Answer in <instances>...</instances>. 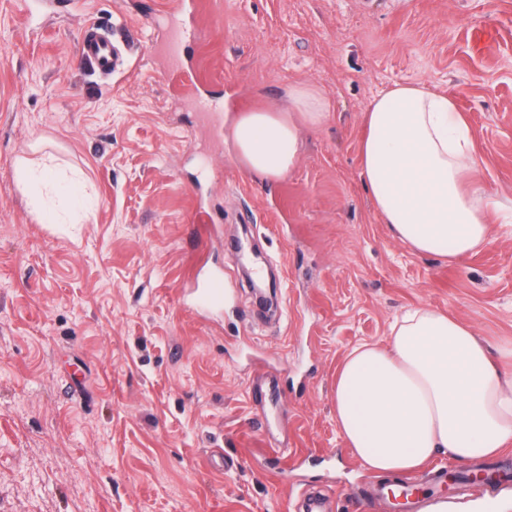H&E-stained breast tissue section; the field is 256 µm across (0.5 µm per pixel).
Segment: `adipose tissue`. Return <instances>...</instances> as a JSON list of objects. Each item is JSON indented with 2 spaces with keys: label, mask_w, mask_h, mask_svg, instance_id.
Instances as JSON below:
<instances>
[{
  "label": "adipose tissue",
  "mask_w": 512,
  "mask_h": 512,
  "mask_svg": "<svg viewBox=\"0 0 512 512\" xmlns=\"http://www.w3.org/2000/svg\"><path fill=\"white\" fill-rule=\"evenodd\" d=\"M329 106L293 86L279 105L235 113L237 157L264 178L289 174L303 126ZM360 175L395 239L453 262L487 241L489 213L512 223V202L470 184L476 151L455 100L425 83L395 84L363 114ZM512 344L491 353L474 330L430 308L407 311L386 344L355 347L336 371L333 406L346 446L378 476L412 471L444 452L458 460L512 444Z\"/></svg>",
  "instance_id": "obj_1"
}]
</instances>
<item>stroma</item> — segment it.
<instances>
[{"mask_svg":"<svg viewBox=\"0 0 512 512\" xmlns=\"http://www.w3.org/2000/svg\"><path fill=\"white\" fill-rule=\"evenodd\" d=\"M0 0V512H393L339 435L336 368L425 306L491 346L512 341V224L449 264L392 239L359 175L362 114L394 84L452 96L480 152L474 180L512 199V0ZM205 36L171 55L165 28ZM124 44L105 79L89 25ZM316 89L330 106L278 180L236 158L224 115ZM76 177L27 204L19 160ZM219 274L223 308L189 285ZM305 463L281 484L272 449ZM448 512H512L497 488L424 497Z\"/></svg>","mask_w":512,"mask_h":512,"instance_id":"1","label":"stroma"}]
</instances>
